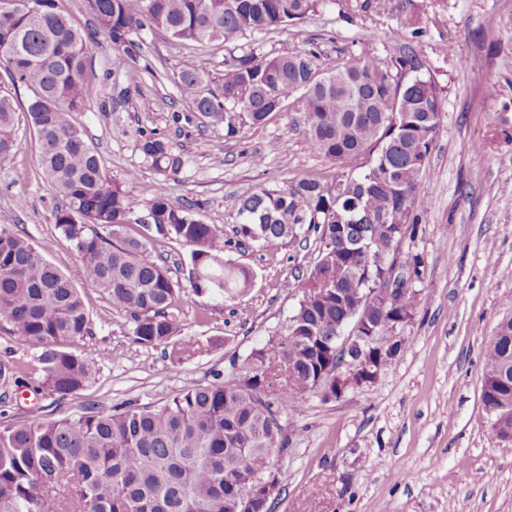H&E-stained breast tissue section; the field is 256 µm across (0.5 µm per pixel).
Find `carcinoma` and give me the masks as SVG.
<instances>
[{
	"label": "carcinoma",
	"mask_w": 512,
	"mask_h": 512,
	"mask_svg": "<svg viewBox=\"0 0 512 512\" xmlns=\"http://www.w3.org/2000/svg\"><path fill=\"white\" fill-rule=\"evenodd\" d=\"M22 11L17 0H0V58L8 78L32 89L28 113L39 163L64 204L55 226L78 254L62 271L28 239L0 228V324L37 349L42 388L60 400L95 377L98 360L66 349L90 333L80 286L105 293L130 319L135 341L166 346L188 359L194 343L179 338L173 315L181 286L153 259V237L190 248V288L231 298L251 282L250 272L224 262V233L204 223L190 206L141 185L147 219L133 218L124 184L105 171L99 153L71 114L86 108V58L96 34L112 42V72L134 60L133 36L144 27L199 45L233 44L244 35L303 22L338 0H87L99 29L82 33L58 0H35ZM419 54H360L332 58L312 48L260 57L252 50L224 59L219 92L204 85L194 66L180 75V92L213 126L238 133V115L254 125L293 99L316 149L340 167L369 157L367 169L329 183L308 177L282 189H263L240 203L235 233L264 246L294 238L302 228L322 247L312 270L294 277L298 307L287 323L294 336H273L242 361L250 375L197 384L162 406L128 403L110 411L90 408L74 419L0 424V512H244L255 470L272 492L254 512H271L279 485L274 454L288 449L280 418L309 394L334 388L326 369H336L337 333L359 321L383 343L393 340L391 314L407 319L418 305L416 283L423 260L401 250L414 236L417 203L425 193L422 173L437 135L441 89L418 75ZM16 104L0 89V162L17 148ZM139 150L160 174L184 166L170 142L144 135ZM398 213L397 224L382 216ZM146 233L133 237L128 226ZM397 254L407 278L391 313L382 299L362 301ZM482 399L496 413L512 415V325L502 326L485 349Z\"/></svg>",
	"instance_id": "obj_1"
}]
</instances>
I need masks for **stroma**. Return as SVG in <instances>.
<instances>
[{
	"instance_id": "35a3bbf8",
	"label": "stroma",
	"mask_w": 512,
	"mask_h": 512,
	"mask_svg": "<svg viewBox=\"0 0 512 512\" xmlns=\"http://www.w3.org/2000/svg\"><path fill=\"white\" fill-rule=\"evenodd\" d=\"M363 2L240 41L265 56L317 47L334 56L384 57L410 44L421 76L435 79L442 98L418 232L401 245L425 265L420 303L396 330L405 348L374 382L336 401L308 397L284 415L288 448L274 458L281 483L272 512H512V442L492 434L481 398L485 345L512 318V276L504 274L512 269V0H386L381 12ZM414 13L423 18L416 32L406 25ZM140 38L136 64L118 73L110 41L101 36L91 45L87 106L72 120L113 179L134 170L172 202L199 204L203 222L224 232L225 261L247 268L252 284L224 300L195 294L186 285L189 248L152 240V258L184 284L174 314L198 353L179 361L168 348L136 343L125 313L99 290L82 288L92 333L68 349L98 359V373L64 400L38 390L35 348L0 328V359L18 368L16 381L0 383L2 424L72 419L89 405L159 406L187 387L228 376L234 362L283 332L300 299L293 276L317 261L314 234L299 232L269 250L235 241L233 233L245 197L305 177L335 179L337 167L315 149L302 113L287 102L264 124L244 119L236 135H226L194 111L179 84L190 63L219 90L229 47L187 44L154 29ZM14 96L19 140L0 162V226L25 235L67 271L79 258L54 224L60 198L28 127L31 92L20 85ZM145 99L152 111L142 110ZM151 134L185 157L176 175L157 174L144 161L138 143ZM477 145L482 154H474Z\"/></svg>"
}]
</instances>
